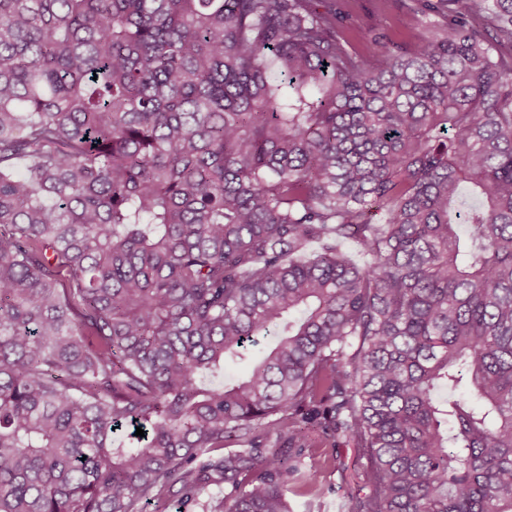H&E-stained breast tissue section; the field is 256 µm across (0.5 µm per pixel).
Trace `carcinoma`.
Masks as SVG:
<instances>
[{"label": "carcinoma", "instance_id": "carcinoma-1", "mask_svg": "<svg viewBox=\"0 0 512 512\" xmlns=\"http://www.w3.org/2000/svg\"><path fill=\"white\" fill-rule=\"evenodd\" d=\"M319 3L0 0V512H512V0ZM322 2L323 6L336 5L346 13V38L353 52L364 51L371 37H378L382 44H402L412 48L431 39L435 34L434 23H419L412 15H403L396 0H335ZM336 3V4H334ZM402 20L398 21V17ZM301 460L306 466L323 469L324 493L316 497L289 490V512H339L342 496L362 484L360 451L342 439L316 440L313 447L305 449ZM224 499V485L222 486H213L210 491L203 496L200 497L199 504H189L185 507H178V505L173 504L171 507V512L183 510L185 512H203V511H211L213 510V506L217 504L218 501Z\"/></svg>", "mask_w": 512, "mask_h": 512}]
</instances>
